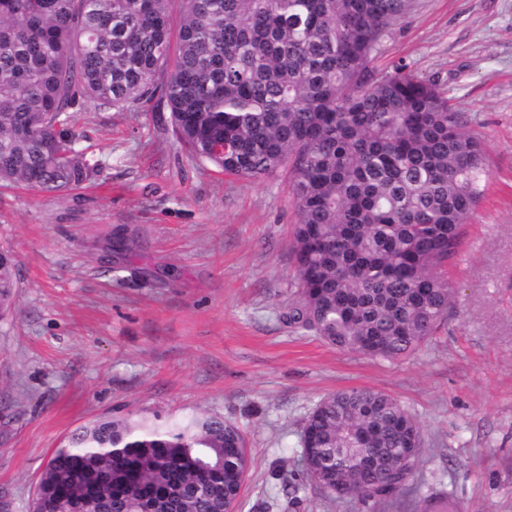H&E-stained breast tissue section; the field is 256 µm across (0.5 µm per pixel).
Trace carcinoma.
Wrapping results in <instances>:
<instances>
[{"instance_id":"obj_1","label":"carcinoma","mask_w":512,"mask_h":512,"mask_svg":"<svg viewBox=\"0 0 512 512\" xmlns=\"http://www.w3.org/2000/svg\"><path fill=\"white\" fill-rule=\"evenodd\" d=\"M408 0H0V183L90 180L72 122L161 92L176 141L241 178L290 165L298 300L288 324L382 360L413 354L448 312L441 268L487 176L483 141L438 84L372 69ZM106 247L131 251L117 230ZM0 314L15 264L0 253ZM321 476L363 505L418 491L422 430L390 395L338 391L309 413ZM240 427L199 414L99 419L57 449L33 512H227L246 471Z\"/></svg>"}]
</instances>
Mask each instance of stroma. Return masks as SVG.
I'll use <instances>...</instances> for the list:
<instances>
[{
    "label": "stroma",
    "instance_id": "1",
    "mask_svg": "<svg viewBox=\"0 0 512 512\" xmlns=\"http://www.w3.org/2000/svg\"><path fill=\"white\" fill-rule=\"evenodd\" d=\"M408 64L481 136L488 179L446 273L447 318L413 355L373 359L294 331L289 171L244 179L181 150L159 99L88 103L72 126L100 172L44 193L0 187L18 288L0 317V512H31L51 455L100 417L217 414L246 436L238 512L286 491L296 512H365L302 481L298 440L327 394L387 393L419 422V495L375 512H512V0H410L374 68ZM124 225L125 262L104 239Z\"/></svg>",
    "mask_w": 512,
    "mask_h": 512
}]
</instances>
